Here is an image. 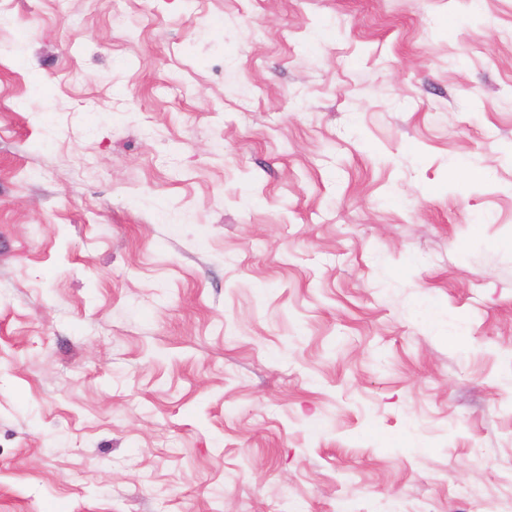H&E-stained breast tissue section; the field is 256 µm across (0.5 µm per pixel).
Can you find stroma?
<instances>
[{
    "label": "stroma",
    "instance_id": "1",
    "mask_svg": "<svg viewBox=\"0 0 512 512\" xmlns=\"http://www.w3.org/2000/svg\"><path fill=\"white\" fill-rule=\"evenodd\" d=\"M512 512V0H0V512Z\"/></svg>",
    "mask_w": 512,
    "mask_h": 512
}]
</instances>
